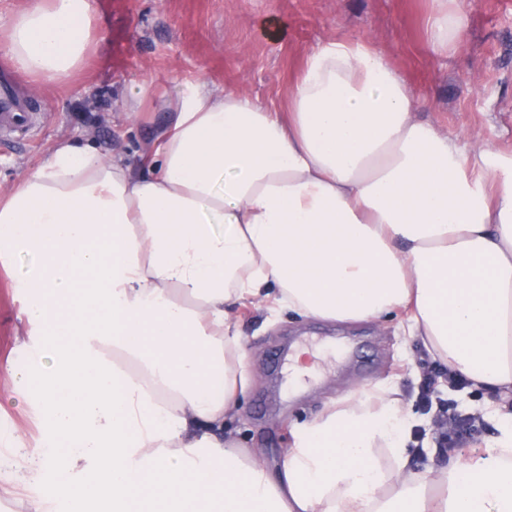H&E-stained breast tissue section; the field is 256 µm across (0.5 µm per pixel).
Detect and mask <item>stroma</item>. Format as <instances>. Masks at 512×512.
Here are the masks:
<instances>
[{"label":"stroma","mask_w":512,"mask_h":512,"mask_svg":"<svg viewBox=\"0 0 512 512\" xmlns=\"http://www.w3.org/2000/svg\"><path fill=\"white\" fill-rule=\"evenodd\" d=\"M417 0H112L99 18L91 68L75 85L31 82L0 56V79L36 97L40 113L26 140H0V188L33 169L55 140L84 135L103 154L138 159L165 122L133 125L122 96L148 78L175 88L205 72L225 87L270 104L288 93V70L317 43L335 35L366 36L390 58L425 103L423 119L468 143L512 148V6L502 0H463L462 44L452 55L428 50L417 21ZM21 297L0 269V362L20 355L15 342ZM240 331L253 379L225 428L242 447L258 451L269 469L281 464L295 425L310 422L327 401L348 391L392 381L413 413L424 416L420 385L441 367L421 339L404 335L399 320L386 324L332 323L287 313L269 317L246 303ZM309 352L316 372L290 382L291 357ZM26 447L40 442L30 416L0 411V453L13 436ZM71 512L52 499V477L26 485L0 483V512H30L33 501Z\"/></svg>","instance_id":"1"}]
</instances>
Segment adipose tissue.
Instances as JSON below:
<instances>
[{
  "label": "adipose tissue",
  "mask_w": 512,
  "mask_h": 512,
  "mask_svg": "<svg viewBox=\"0 0 512 512\" xmlns=\"http://www.w3.org/2000/svg\"><path fill=\"white\" fill-rule=\"evenodd\" d=\"M422 26L434 53L457 52L459 0H423ZM98 43L94 0H24L0 30L37 83L70 84ZM423 109L370 39L343 35L313 47L272 106L205 77L131 85L130 121L167 115L139 161L53 142L0 190L25 356L0 378L45 442L16 441L0 480L52 472L75 512H512V150H467ZM245 301L273 318L405 314L487 392L484 455L412 471L415 418L384 383L295 428L265 469L224 433L250 385Z\"/></svg>",
  "instance_id": "1"
}]
</instances>
